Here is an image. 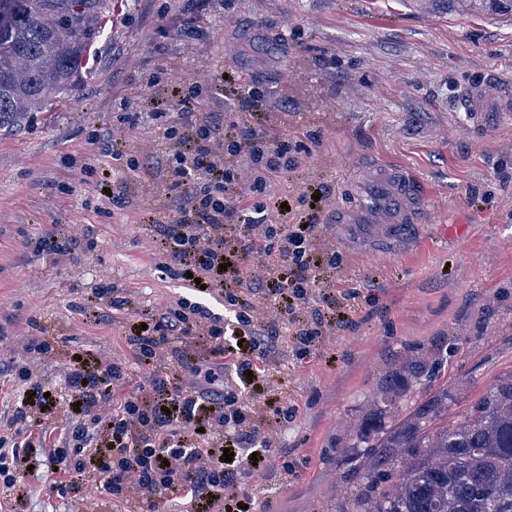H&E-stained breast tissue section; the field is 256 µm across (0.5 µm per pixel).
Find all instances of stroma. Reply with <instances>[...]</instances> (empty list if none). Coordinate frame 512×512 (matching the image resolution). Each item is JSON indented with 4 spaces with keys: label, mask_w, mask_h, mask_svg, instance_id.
Returning a JSON list of instances; mask_svg holds the SVG:
<instances>
[{
    "label": "stroma",
    "mask_w": 512,
    "mask_h": 512,
    "mask_svg": "<svg viewBox=\"0 0 512 512\" xmlns=\"http://www.w3.org/2000/svg\"><path fill=\"white\" fill-rule=\"evenodd\" d=\"M280 33L283 51L270 43ZM508 63L512 10L491 0H113L74 84L23 132L0 135V435L28 438L12 421L16 390L39 387L58 401L46 439L63 445L75 355H107L139 383L125 336L147 310L187 303L234 325L223 294L164 272L142 226L145 193L164 176L119 172L126 202L113 207L112 161L95 137L186 81L203 84L197 112L222 113L232 91L218 78L236 69L261 80L267 130L313 153L273 183V200L322 186L326 209L347 208L380 166L424 198L420 238L397 250L378 225H337L316 276L349 320L305 358L293 343L272 356L254 401L273 441L258 512H336V486L357 464L349 429L391 364L450 347L432 386L447 388L452 420L512 372V118L477 132L454 109L472 73ZM29 334L48 350L19 347ZM27 462L24 491L0 512L127 508L85 480L52 491L46 458Z\"/></svg>",
    "instance_id": "stroma-1"
}]
</instances>
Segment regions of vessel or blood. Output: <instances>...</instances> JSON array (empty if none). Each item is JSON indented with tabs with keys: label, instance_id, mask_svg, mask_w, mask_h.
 I'll list each match as a JSON object with an SVG mask.
<instances>
[{
	"label": "vessel or blood",
	"instance_id": "1",
	"mask_svg": "<svg viewBox=\"0 0 512 512\" xmlns=\"http://www.w3.org/2000/svg\"><path fill=\"white\" fill-rule=\"evenodd\" d=\"M458 111L469 116L474 127H486L494 116L512 112V79L487 71L468 80L460 89ZM340 224L384 222L385 237L404 240L422 221V201L418 191L400 171L381 167L375 175L372 197L358 199L345 210L337 211Z\"/></svg>",
	"mask_w": 512,
	"mask_h": 512
}]
</instances>
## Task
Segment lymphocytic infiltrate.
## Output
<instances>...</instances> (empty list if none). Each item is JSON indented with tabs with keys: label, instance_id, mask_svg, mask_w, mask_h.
I'll use <instances>...</instances> for the list:
<instances>
[{
	"label": "lymphocytic infiltrate",
	"instance_id": "1",
	"mask_svg": "<svg viewBox=\"0 0 512 512\" xmlns=\"http://www.w3.org/2000/svg\"><path fill=\"white\" fill-rule=\"evenodd\" d=\"M193 100L188 93L154 112H127L120 123L132 133L162 122L149 157L168 178L165 201L147 194L144 224L167 256V270L193 274L207 291L223 293L236 327L225 333L198 306L145 312L143 324L133 325L127 337L143 371L133 390L121 364L71 360L65 382L88 423L67 431L69 453L52 457L70 480L92 473L99 492L139 512L164 495L186 501L193 512H241V486L267 477L269 468H231L223 453L249 456L269 441L253 405L220 388V381L231 369L245 389L264 378L284 326H292L307 354L336 323L312 304L316 241L330 216L319 210L309 224L280 225L266 202L272 181L306 163V156L291 151L282 134L250 123L247 114L261 100L255 80L239 86L219 119L197 118ZM230 224L242 228L233 239L224 235ZM228 270L242 294L225 290ZM192 344L206 346L205 357L189 352ZM177 345L183 348L179 373L165 361Z\"/></svg>",
	"mask_w": 512,
	"mask_h": 512
}]
</instances>
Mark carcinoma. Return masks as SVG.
I'll return each mask as SVG.
<instances>
[{
    "mask_svg": "<svg viewBox=\"0 0 512 512\" xmlns=\"http://www.w3.org/2000/svg\"><path fill=\"white\" fill-rule=\"evenodd\" d=\"M0 131L18 132L64 93L110 0H0ZM422 361L382 383L355 433L356 483L342 512H512V372L448 422V388Z\"/></svg>",
    "mask_w": 512,
    "mask_h": 512,
    "instance_id": "1",
    "label": "carcinoma"
}]
</instances>
